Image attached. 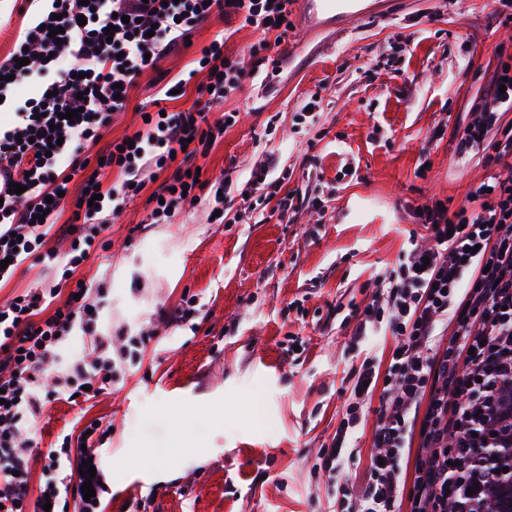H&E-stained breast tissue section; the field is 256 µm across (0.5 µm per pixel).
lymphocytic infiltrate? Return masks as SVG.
Instances as JSON below:
<instances>
[{
    "instance_id": "f902f5d3",
    "label": "lymphocytic infiltrate",
    "mask_w": 512,
    "mask_h": 512,
    "mask_svg": "<svg viewBox=\"0 0 512 512\" xmlns=\"http://www.w3.org/2000/svg\"><path fill=\"white\" fill-rule=\"evenodd\" d=\"M294 2L47 0L0 58V107L11 114L0 128V261L7 263L0 282L27 261L63 268L73 279L68 290L29 288L0 304V512H104L100 496L84 499L81 470L83 444L105 437V429L65 436L45 450L33 438L48 404L111 393L118 374L111 337H95L86 354L62 355L76 332L98 320L103 302L102 289L75 272L106 230L102 214L118 213L138 196L147 169L164 176L148 199L151 223L175 220L195 201L223 223L221 193L232 178L193 177L196 159L207 157L228 127L208 115L268 65L264 52L270 41L287 38ZM214 17L261 32L251 65L226 56L224 37H215L186 74L163 87V101L181 99L180 109L150 113L138 130L105 141L139 78L187 49L188 37ZM55 21L63 29L57 39L47 30ZM23 57L28 65L17 66ZM493 83L455 143L458 158L482 155L490 175L457 209L444 199L416 208L427 242L409 239L398 267L377 274L366 306L343 320L354 344L386 334L399 342L386 365L369 355L354 370L336 434L318 458L340 512H474L477 498L467 489L476 457L512 421L505 407L512 379V127L498 124L502 107L512 105V61H501ZM69 110L76 116L68 120ZM278 168L272 157L252 168L243 208L320 213L321 202L285 190ZM109 172L112 182L103 183ZM75 180L95 203L67 200ZM13 234L18 244H11ZM374 400L366 478L356 486L347 473L360 456L356 443Z\"/></svg>"
}]
</instances>
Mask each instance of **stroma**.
Listing matches in <instances>:
<instances>
[{"instance_id": "35a3bbf8", "label": "stroma", "mask_w": 512, "mask_h": 512, "mask_svg": "<svg viewBox=\"0 0 512 512\" xmlns=\"http://www.w3.org/2000/svg\"><path fill=\"white\" fill-rule=\"evenodd\" d=\"M42 8L41 0H0V58ZM291 20L289 52L275 43L268 51L276 73L230 96L224 108L239 120L201 164L207 176L243 181L274 155L286 189L321 197L323 220L302 209L282 224L243 212L231 193L224 223H208L198 205L152 224L151 181L114 217L107 250L76 271L106 292L94 336L154 337L116 391L76 406L52 402L37 422L43 448L60 445L77 420L111 424L91 451L105 512L140 499L139 512H329L315 463L365 356L340 318L369 300L376 273L397 266L414 208L435 196L462 204L487 174L481 156L454 157L453 136L512 54V27L490 0H386L382 14L342 31L311 30L297 11ZM221 31L233 58L260 37L214 18L163 69L181 76ZM400 32L411 35L409 46L396 42ZM152 80L140 78L108 138L139 128V108L157 92ZM314 94V117L302 118ZM440 123L443 139L429 144ZM191 295L196 313L174 322ZM181 415L200 449L174 456Z\"/></svg>"}]
</instances>
